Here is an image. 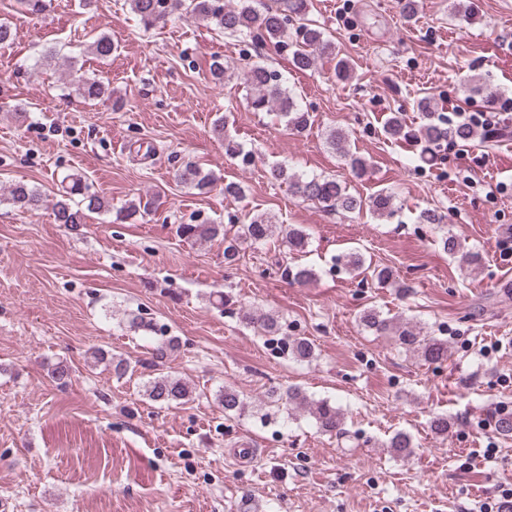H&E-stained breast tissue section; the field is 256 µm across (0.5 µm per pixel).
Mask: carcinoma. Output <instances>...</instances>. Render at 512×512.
<instances>
[{"label": "carcinoma", "mask_w": 512, "mask_h": 512, "mask_svg": "<svg viewBox=\"0 0 512 512\" xmlns=\"http://www.w3.org/2000/svg\"><path fill=\"white\" fill-rule=\"evenodd\" d=\"M131 13L135 15L144 31L153 29L157 24L173 17H185L196 21H204L213 26L220 34L238 39L246 46L259 44L271 46L279 52H288L293 67L298 71L315 68L318 59L336 57L335 46L325 36L321 26L308 18L310 0H275V4L259 9L254 0H236L235 5L228 6L224 0H125ZM116 50L112 38L99 34L91 45V52L99 59L112 56ZM243 80L251 86L252 95L249 105L255 112H275L283 119L286 126L296 132H303L310 121L309 112L305 111L288 89L282 74L271 68L264 54L258 53L246 59L239 71ZM69 82L76 93L83 99L100 101L106 93L104 82L98 78L86 77L74 67H69ZM225 122L219 118L214 123L215 133L224 141V153L237 160L244 169L255 165V155L244 148L236 139L224 134ZM384 133L393 139L414 138L423 143L421 159L432 160L434 149L448 140L446 123L434 112H425L418 128L406 129L401 117L393 114L384 124ZM327 145L340 154L355 177L360 178L367 173V159L350 152L348 136L339 128H331L327 132ZM270 178L288 183L292 195L305 202L320 205L329 212L342 211L353 213L367 207L372 215L379 220H389L396 215L395 195L387 189H381L369 201L365 202L349 192L347 185L326 176H305L288 171L281 164L269 168ZM71 185L62 187L52 206L54 222L63 224L71 230L78 229L86 223L88 214L109 209L103 197L95 193L85 192L82 176H68ZM178 183L206 194L217 181L211 173L204 172L195 164H186L175 172ZM80 200H75L74 196ZM3 200L27 211H37L44 206L45 195L34 186L17 182L10 186ZM155 198L140 197L129 203L117 213L120 220L131 219L137 215H148L154 211ZM423 224H428L435 231L439 247L448 254H461L462 261L470 270H477L482 264L480 253L467 251L460 253L461 243L448 232L442 217L430 210L420 214ZM178 237L193 242L203 243L218 237L224 240V264L234 265L239 259L243 245H263L273 236L281 237L283 246L289 252L302 253L308 245L309 234L300 225L279 224L276 217L263 212L248 215V223L240 225L235 233L224 229L222 224H180L176 228ZM363 254L351 251L336 257V266L345 272L358 276L364 272ZM283 273L299 285H307L317 280V270L309 265L285 266ZM371 276L382 285L398 284L402 292L409 291L410 285L397 281L389 267L375 268ZM217 303L224 312L235 316L240 323L256 330L262 336H277L282 331L279 318L271 313L249 308L233 300L225 292H217ZM362 325L377 336L392 335L397 337L406 351L416 353L429 363H438L448 359V341L437 338L419 325L404 320L385 317L375 309H367L360 316ZM129 328L156 334L155 345L151 350L148 367L154 370L144 384L146 395L153 402L168 408H177L190 400L191 390L184 378L157 371L165 360L178 346L173 336L158 335V329L152 321L140 315L129 320ZM292 358L298 361H309L314 356V344L306 337H296L288 344ZM270 401L250 404L246 398L231 387H224L218 394V402L224 407V417L238 418L247 413L265 420L271 417L266 407L275 406L277 411L294 415L298 411L308 413L317 428L340 439L347 436L343 427V414L328 399L315 400L302 388L290 386L284 390H272L268 393ZM386 447L399 458H406L413 452V440L410 434L395 432L387 441Z\"/></svg>", "instance_id": "obj_1"}]
</instances>
